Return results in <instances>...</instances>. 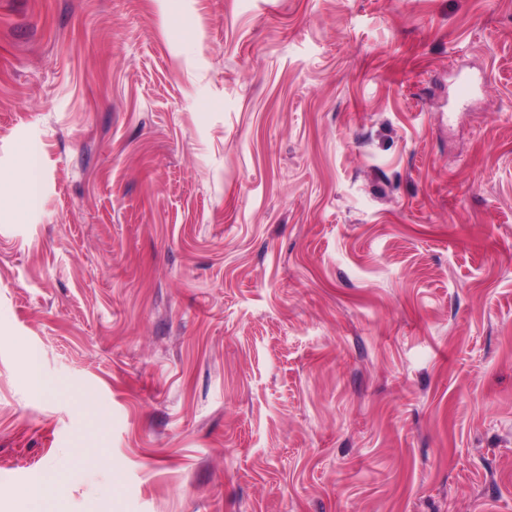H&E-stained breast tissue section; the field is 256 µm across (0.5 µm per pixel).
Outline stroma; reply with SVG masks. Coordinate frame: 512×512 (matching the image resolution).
I'll return each instance as SVG.
<instances>
[{
    "mask_svg": "<svg viewBox=\"0 0 512 512\" xmlns=\"http://www.w3.org/2000/svg\"><path fill=\"white\" fill-rule=\"evenodd\" d=\"M51 474L512 512V0H0V512ZM25 166L23 170V178L26 184L24 195L18 200V208L21 211L33 208L39 198V155L35 145L27 146L24 149Z\"/></svg>",
    "mask_w": 512,
    "mask_h": 512,
    "instance_id": "1",
    "label": "stroma"
}]
</instances>
